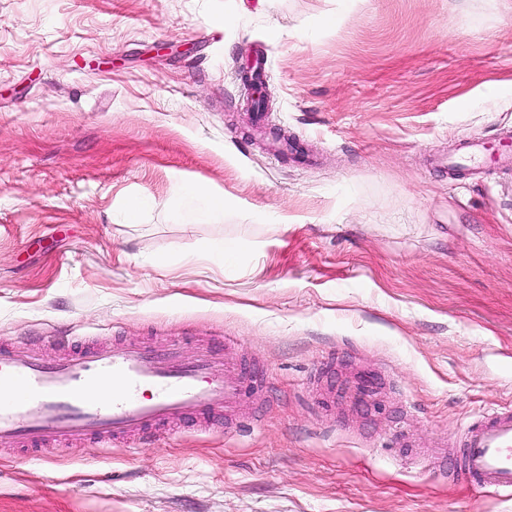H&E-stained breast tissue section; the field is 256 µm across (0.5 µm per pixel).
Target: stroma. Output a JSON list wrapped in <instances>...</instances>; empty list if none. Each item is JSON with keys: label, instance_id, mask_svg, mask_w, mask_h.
I'll use <instances>...</instances> for the list:
<instances>
[{"label": "stroma", "instance_id": "obj_1", "mask_svg": "<svg viewBox=\"0 0 512 512\" xmlns=\"http://www.w3.org/2000/svg\"><path fill=\"white\" fill-rule=\"evenodd\" d=\"M506 127L512 0H0V341L233 336L259 382L228 431L0 448V512H512L400 462L512 406V164L447 165ZM485 143L480 140L471 138H465L461 141L458 151L455 156L448 159V168H465L469 167V163L475 162V160L482 159ZM189 190L203 198L206 202V209L199 214V218L217 219L224 214V198L215 197L204 187L200 185H193Z\"/></svg>", "mask_w": 512, "mask_h": 512}]
</instances>
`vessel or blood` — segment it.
Masks as SVG:
<instances>
[{
    "mask_svg": "<svg viewBox=\"0 0 512 512\" xmlns=\"http://www.w3.org/2000/svg\"><path fill=\"white\" fill-rule=\"evenodd\" d=\"M482 141L466 138L449 168L481 159ZM251 389L240 359L203 344L184 361L170 343H100L71 350L51 364L34 352L0 346V446L38 460L50 442L101 443L157 433L192 413L207 429L234 422ZM457 464L427 452L412 465L479 488L512 492V409L491 408L466 421Z\"/></svg>",
    "mask_w": 512,
    "mask_h": 512,
    "instance_id": "1",
    "label": "vessel or blood"
}]
</instances>
